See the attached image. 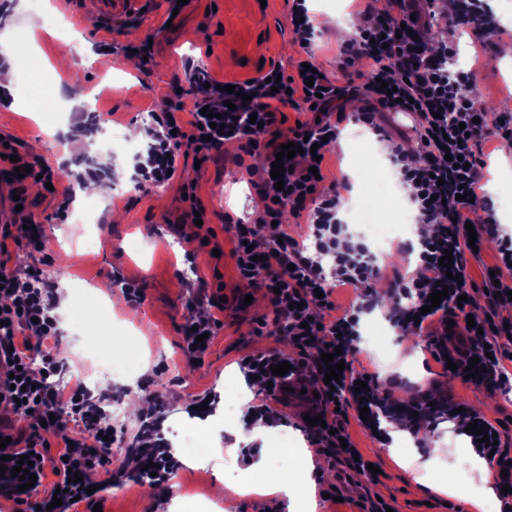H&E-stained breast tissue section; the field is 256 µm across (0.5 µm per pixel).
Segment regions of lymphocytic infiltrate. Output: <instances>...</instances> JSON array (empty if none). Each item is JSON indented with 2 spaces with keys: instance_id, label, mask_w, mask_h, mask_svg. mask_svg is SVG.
<instances>
[{
  "instance_id": "lymphocytic-infiltrate-1",
  "label": "lymphocytic infiltrate",
  "mask_w": 512,
  "mask_h": 512,
  "mask_svg": "<svg viewBox=\"0 0 512 512\" xmlns=\"http://www.w3.org/2000/svg\"><path fill=\"white\" fill-rule=\"evenodd\" d=\"M352 39L340 48L346 61L368 60L367 79L362 86H338L328 78L307 80L300 75L292 80L279 79L278 69L266 76L236 83L234 92L209 84L204 70L193 74L192 94L195 98L189 124H182L175 112L154 116L151 135L155 146L149 147L138 161L141 183L166 182L168 171L177 169L187 153L205 161L211 152L220 150L228 140L255 142L261 157L253 168L256 186L266 206L255 217L254 224H236L232 231L237 241L233 256L242 280L267 298L274 313L273 324L280 333L293 338L299 351L292 360L288 376L272 374L280 365L281 355L259 354L245 363L247 376L271 383L270 395L281 401L288 377L311 382L318 394L315 410L324 424L316 428V439L322 451L340 460L349 469L376 482L377 476L358 457L355 446H342L349 410L368 407L363 427L379 425L388 419L397 427L417 431L420 420H436L445 412L454 424L456 434H464L478 414L438 389L416 390L408 401L392 397L377 377L358 364L356 354L360 337L363 307L337 312L332 300L336 284L361 288L376 276L380 268L372 254L348 237L338 217L347 181H338L330 191L321 193L315 206H308L311 189L319 181L312 173L318 157L324 156L322 138L336 140L339 128L332 123L325 109L332 102L352 96H363L366 105L355 113L356 122L380 131L378 117L384 112L403 110L416 115L415 131L420 140L419 152L402 145H393L391 160L398 167L402 180L410 188V202L417 211L416 220L433 225L432 234L419 241L418 263L411 276L397 277L394 285L407 299L398 305L390 319L403 332L432 329L433 325H450L451 334L435 342L433 357L439 364L454 360L457 377H464L471 358H478L484 371L479 381L499 391L512 390V372L505 367L512 360V350L500 345L499 328L494 322L498 309L512 305V236L495 238L497 263L492 276L486 277L488 310L479 328L458 325L466 307L459 296L473 292L468 269L471 248L463 225L474 207L488 208L482 189V144L486 139H512V118L497 113H475L473 99L478 93L476 70H453L444 65L447 45L432 46L433 28L444 19L437 0H386L380 10L364 9ZM456 24L472 29L480 45L499 38L503 30L483 8L481 0H461L456 8ZM278 79L277 88H270L271 79ZM397 87L396 95L386 94V86ZM304 102L322 108L319 122L278 130V105ZM221 115L222 124L211 127L212 115ZM316 144L315 153L295 154L285 160L283 183H276L270 172L282 144L303 142ZM14 155L15 168L0 171V177L11 180L12 191L25 196V181L16 177V169L28 168L43 181L54 179L52 169L43 159L31 156L17 140L0 144V156ZM306 215L311 246L299 244L287 231H280L274 245L255 244V224L280 220L283 213ZM26 218L0 226V404L18 406L31 415L28 426L14 430L8 418L0 417V438L8 439L7 473L0 478V499L13 502V512H36L51 507L52 512H72L75 503L93 508L101 502L99 493H88L91 470L112 463V447L118 441V430L107 419L105 404L108 395H93L82 383L59 386L68 366L59 358L55 346L60 328L56 314L57 290L46 283L38 270L18 272L10 262L14 251L41 250L42 243L35 230L26 226ZM451 253V268L441 267L444 253ZM331 257L333 275H326L321 257ZM448 293L438 307L422 313V306L437 285ZM220 292L201 286L197 301L208 306L209 314L186 320L184 341L187 352H194L198 334L216 333L223 325L224 304ZM341 348L345 368L336 385L324 382L321 356ZM22 376L20 388H13L11 373ZM365 382V389H356V382ZM90 430L93 443L73 439L72 426ZM34 454L32 471L38 480L54 475V484L63 491V503L53 506L52 495H39L37 488L21 489L12 469L21 456ZM78 472L80 482L69 479Z\"/></svg>"
}]
</instances>
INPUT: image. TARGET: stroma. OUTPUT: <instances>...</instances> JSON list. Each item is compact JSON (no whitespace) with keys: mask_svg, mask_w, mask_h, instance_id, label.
I'll list each match as a JSON object with an SVG mask.
<instances>
[{"mask_svg":"<svg viewBox=\"0 0 512 512\" xmlns=\"http://www.w3.org/2000/svg\"><path fill=\"white\" fill-rule=\"evenodd\" d=\"M293 0H189L177 15H170L168 0H120L114 21H107L92 9H73L67 0H42L32 10L29 0H0V32L11 30L21 57L28 65L27 83L35 79L63 84L62 97L39 99L28 94L19 100L17 86L0 87V132L24 140L28 151L45 159L53 170L66 175L55 182L56 193L37 183L28 185L26 213L31 223L41 225L43 250L18 252L13 264L19 271L31 267L42 270L44 278L58 288L61 304V335L57 351L69 367L68 382L81 380L83 373L102 362L130 363L122 376L101 379L100 388L113 402L124 403L132 386L163 381L162 407L147 416L122 415L117 426L136 434L143 419L154 420L157 435L172 440L178 423L199 424L214 418L223 420L224 395L248 394V407L266 402L264 388L245 389L238 376L240 361L259 352L275 351L296 356L286 336L275 332L274 314L261 294L252 293L239 279L230 254L232 234L226 218H246L257 211L260 194L250 185L247 166L259 165L256 156H247L238 143H226L203 166L194 156L180 162L176 176L151 187L136 186L135 161L129 155L107 159L96 152L102 126L128 129L138 126L144 135L139 148L151 141L147 130L151 113L172 103L183 106L182 120H189L193 108L190 95V67H204L216 80L242 82L280 67L285 75L296 72L299 60L314 62L337 84L357 80L366 71V62L342 68L337 46L345 29L355 28L356 0H307L306 6L316 31L311 51H304L290 25ZM50 25L59 29L57 39L45 37L37 47L27 49L24 32L28 27ZM464 30L449 38L450 49H462L468 66L478 71L481 97L491 106L512 100V61L503 58V47L512 46V37L503 36L476 53L473 42L465 41ZM70 58L68 67L57 66L60 53ZM38 103L45 121L63 126V133L43 136L29 112ZM353 124H343L339 139L332 143L322 165L324 186L350 178L351 196L383 207L384 215L375 223L393 224L400 215L378 181L377 168L388 164V144L369 130L362 140L370 151L359 154L351 137ZM194 186L204 208L202 225L182 223L189 205L182 192ZM69 191L72 204L67 217H59L62 191ZM96 202L97 222L93 226L74 223L73 217L88 202ZM93 245H86V236ZM122 269L129 279L146 290L143 305H124L106 320L111 338L106 349H86L85 334L77 320L76 286L92 289L110 282L112 294L121 289L112 285L113 269ZM223 284L232 302L224 311V326L209 347L196 358L183 349L182 326L187 316L200 315L194 297L201 281ZM249 305H242L245 296ZM390 352L382 354L379 344L362 337L360 362L383 380L397 381L394 395L408 399L411 387H429L432 357L427 335L389 331ZM454 400L469 405L489 420L500 421L512 437V401L500 393L476 385L453 381ZM310 408L307 395L293 393L280 407L276 424L294 438L293 445L308 449L315 464L317 512H362L368 494L362 478L343 464L328 460L311 445L303 429V417ZM349 433L363 456L382 470L377 493L394 501L396 512H478L470 500L484 496L494 483L492 469L484 473L462 470L461 458L473 455L468 440L453 435L447 425H424L411 448L390 455L385 444L374 439L358 422ZM206 450L196 459L183 461L169 480L179 512H189L194 500L215 504L216 512H288V503L270 486L248 487L246 469L258 456L261 444L244 441L236 425L225 422L221 431L207 434ZM438 442L443 453L430 471L439 477L455 474L452 490L441 493L420 491L409 473L399 465L400 457H423L429 442ZM94 482L105 484L104 512H153L151 486L133 480L129 473L118 475L102 469L91 474ZM335 489L336 499L323 498Z\"/></svg>","mask_w":512,"mask_h":512,"instance_id":"stroma-1","label":"stroma"}]
</instances>
